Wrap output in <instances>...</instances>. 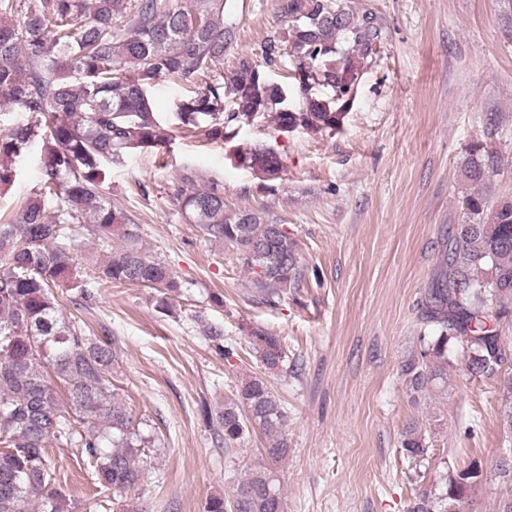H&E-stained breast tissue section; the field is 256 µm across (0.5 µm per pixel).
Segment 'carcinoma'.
I'll use <instances>...</instances> for the list:
<instances>
[{"label":"carcinoma","mask_w":512,"mask_h":512,"mask_svg":"<svg viewBox=\"0 0 512 512\" xmlns=\"http://www.w3.org/2000/svg\"><path fill=\"white\" fill-rule=\"evenodd\" d=\"M235 0H0V106L30 119L0 127V187L16 176L15 159L32 143L45 146L42 180L13 224H0V512H27L38 504L63 512L46 448L75 447L101 487L121 494L140 482L149 454L164 450L159 437L136 429L112 389L115 352L59 316L54 288L77 292L82 307L110 284L175 292V274L143 247L137 225L103 193L102 161L133 149L166 145L169 130L153 112L150 90L164 76L191 82L224 64L239 32ZM283 35L267 40L261 60L243 54L231 75L219 76L178 106L175 119L224 139L234 126L260 118L282 133L339 130L356 101L367 67L383 42L376 15L348 0H286ZM288 57L287 85L272 82L266 66ZM234 158L256 178H279L281 154L268 147H234ZM502 156L483 141L472 144L462 174L473 189L461 200V220L444 238L439 265L418 303L420 350L402 365L413 397L448 380V345H466L467 372L496 382L501 420L512 431V357L499 334L512 318V198L497 196L492 181ZM180 181L173 204L215 242L236 250L268 302L297 290L305 274L295 242L281 224L255 213L230 212L223 186L203 183L194 170ZM119 247L103 265L78 271L73 226ZM270 373L283 370L278 338L251 332ZM69 410H63L61 392ZM224 445L251 428L269 438L265 459L244 472L205 512H284L274 466L288 457L286 412L267 382L254 377L215 413ZM402 453L415 474L429 445L415 426L403 432ZM493 472L506 488L500 512H512V459ZM487 465L472 459L446 473L439 493L423 495L409 512H476L475 493Z\"/></svg>","instance_id":"carcinoma-1"}]
</instances>
